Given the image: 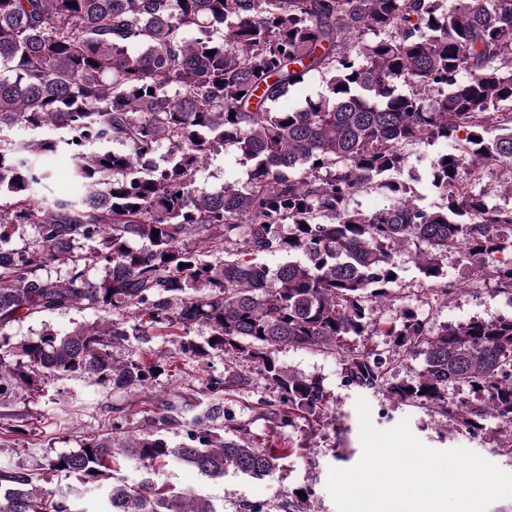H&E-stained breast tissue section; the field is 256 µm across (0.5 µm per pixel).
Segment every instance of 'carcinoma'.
Listing matches in <instances>:
<instances>
[{
    "label": "carcinoma",
    "mask_w": 512,
    "mask_h": 512,
    "mask_svg": "<svg viewBox=\"0 0 512 512\" xmlns=\"http://www.w3.org/2000/svg\"><path fill=\"white\" fill-rule=\"evenodd\" d=\"M314 75L322 92L274 107ZM17 126L33 140L16 142ZM50 126L69 137H44ZM420 144L434 150L407 151ZM230 147L245 180L205 186L206 163ZM59 151L84 198L42 193L55 175L37 157ZM508 162L512 0H0V402L72 375L144 388L161 364L141 354L117 364L112 345L202 326L209 337L181 342V353L256 365L279 427L315 421L329 402L319 381L281 363L288 345L333 354L349 385L470 436L491 420L512 429V317L450 327L407 307L391 321L370 317L374 302L396 305L394 256L411 244L442 298L462 290L440 281L454 253L512 295V205L471 190ZM424 191L440 202L421 205ZM372 192L390 204L365 209L359 198ZM26 224L37 237L18 249ZM268 256L287 261L273 269ZM57 263L66 277L52 275ZM86 308L102 317L65 336L47 325L20 342L5 334L22 318ZM379 335L390 350L369 347ZM414 354L424 356L418 373L388 376ZM246 380L229 364L208 390ZM194 408L172 394L148 432L86 437L48 461L52 489L0 469V512H87L78 483L97 489V512H218L190 492L114 483L115 466L262 479L287 457L221 435L203 411L170 446L161 431Z\"/></svg>",
    "instance_id": "carcinoma-1"
}]
</instances>
